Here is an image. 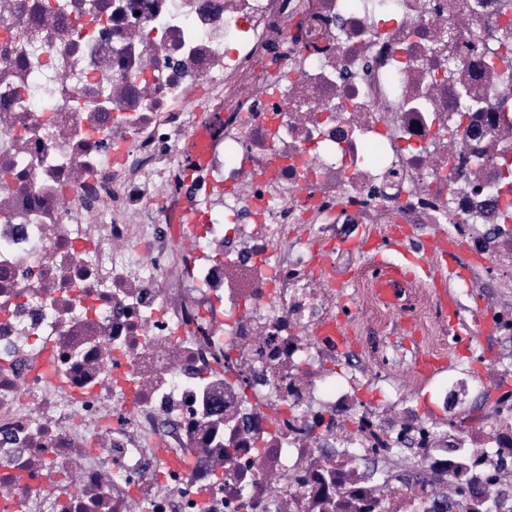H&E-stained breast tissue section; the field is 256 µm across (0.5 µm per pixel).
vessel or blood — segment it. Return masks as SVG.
I'll return each instance as SVG.
<instances>
[{
	"label": "vessel or blood",
	"instance_id": "obj_1",
	"mask_svg": "<svg viewBox=\"0 0 512 512\" xmlns=\"http://www.w3.org/2000/svg\"><path fill=\"white\" fill-rule=\"evenodd\" d=\"M399 238L400 235L396 232L384 239L367 234L353 243L359 253L369 255L373 268V284L386 303L393 307L399 306L402 293L417 285V272L421 270L426 272L430 269V262L424 256L414 259L413 263L409 265L390 260L387 253L396 249ZM436 301L444 316L448 318L449 335L456 337L459 348L469 349L472 343L484 334L485 321L477 317L474 318L472 326L461 327L455 296L442 290L438 292Z\"/></svg>",
	"mask_w": 512,
	"mask_h": 512
}]
</instances>
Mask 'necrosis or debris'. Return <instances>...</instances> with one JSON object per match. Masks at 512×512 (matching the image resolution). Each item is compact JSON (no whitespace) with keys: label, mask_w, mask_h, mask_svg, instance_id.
Here are the masks:
<instances>
[{"label":"necrosis or debris","mask_w":512,"mask_h":512,"mask_svg":"<svg viewBox=\"0 0 512 512\" xmlns=\"http://www.w3.org/2000/svg\"><path fill=\"white\" fill-rule=\"evenodd\" d=\"M500 2L0 0V512H512V357L433 419L318 266L430 224L512 275Z\"/></svg>","instance_id":"4bbe7bcc"}]
</instances>
